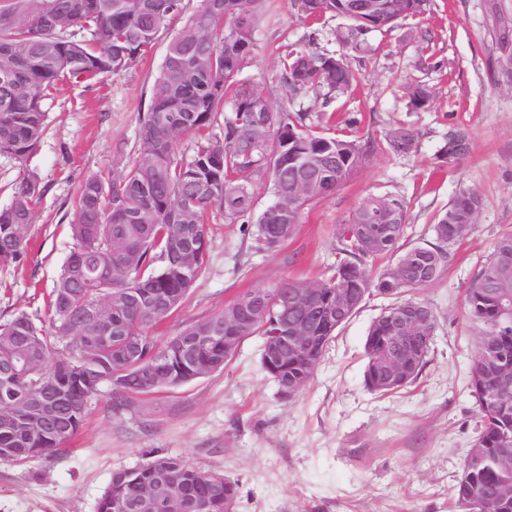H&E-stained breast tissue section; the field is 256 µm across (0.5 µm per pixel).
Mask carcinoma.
Here are the masks:
<instances>
[{
	"label": "carcinoma",
	"instance_id": "1",
	"mask_svg": "<svg viewBox=\"0 0 512 512\" xmlns=\"http://www.w3.org/2000/svg\"><path fill=\"white\" fill-rule=\"evenodd\" d=\"M266 0H206L168 43L154 79L147 112L140 117L137 146L118 178L95 175L79 186L71 205L74 248L50 294L48 323L38 325L19 313L0 325V461L47 459L72 440L84 422L87 398L107 383L120 402L134 394L176 388L224 370V313L189 323L163 341L150 330L183 303L208 263L210 229L204 213L217 206L230 222L251 225L255 248L274 251L293 238L304 207L345 184L374 149L371 141L328 132L326 113L276 108L268 96L241 79L255 46ZM367 22L350 14L352 0H291L303 18L348 22L336 39L356 52L367 50L365 35L405 19H423L430 0H375ZM184 12V0H0V155L23 165L45 132L44 101L64 79L91 80L132 67ZM492 23L500 57L512 58V42L502 36L512 25L494 0ZM281 75L298 95L321 91L325 102L351 91L358 74L346 55L320 53L303 45L285 51ZM410 103L429 105L431 87L415 82ZM222 130L216 138L214 128ZM182 136L195 139L190 157L177 152ZM417 133L400 127L386 135V148L406 153ZM469 150L462 127L448 130L443 156L453 163ZM266 173L273 203L252 218L250 181ZM313 188H296L299 179ZM47 192L29 174L0 209V263L23 261L33 212ZM482 205L473 188H463L438 215L434 241L409 248L400 241L408 218L398 195H370L340 225L336 265L314 280H282L272 289L244 293L260 301L249 335L291 334L303 323L317 344L288 356L282 365L261 361L280 389L301 393L321 357L346 323L335 316L342 297L355 314L371 297L394 296L369 326L365 340L364 383L375 394H390L414 383L430 351L424 337L434 335L437 318L426 304L403 293L436 281ZM396 257L374 272L373 261ZM288 298V307H270L271 293ZM467 315L481 329L478 354L468 372V390L481 417V448L465 459L468 482L456 485V500L481 499L474 512H512V466L501 463L504 442L512 444V386L501 389L502 373L512 376V232L498 237L466 292ZM406 313L429 326L414 332L416 351L400 386L386 383V337L395 317ZM194 336L211 340L187 363L181 343ZM139 346V364L128 367L126 339ZM69 339L76 355L57 354ZM174 478L171 508L192 512L207 500L210 512L237 504L238 483L207 473L178 456H154L145 464L111 477L97 512H115L117 499H134L145 486Z\"/></svg>",
	"mask_w": 512,
	"mask_h": 512
}]
</instances>
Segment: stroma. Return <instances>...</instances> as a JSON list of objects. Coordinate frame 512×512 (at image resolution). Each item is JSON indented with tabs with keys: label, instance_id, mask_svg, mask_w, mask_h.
Listing matches in <instances>:
<instances>
[{
	"label": "stroma",
	"instance_id": "obj_1",
	"mask_svg": "<svg viewBox=\"0 0 512 512\" xmlns=\"http://www.w3.org/2000/svg\"><path fill=\"white\" fill-rule=\"evenodd\" d=\"M201 5L185 0L183 15L126 71L63 81L44 102L47 128L27 166L0 155V208L27 172L49 187L34 212L26 257L0 265V324L21 312L47 320L46 297L73 248L70 201L89 176L124 171L170 37ZM488 10V0H430L425 22L369 33V52L351 53L360 77L353 94L328 104L311 93L298 97L307 111L336 112L339 130L355 117L360 136L380 143L407 127L418 132V144L407 154L376 149L349 182L307 206L298 233L273 252L257 251L241 224L209 209V263L154 330L164 339L244 292L321 277L336 261L337 226L369 195L407 199L404 241L412 245L430 239L434 217L471 187L482 197L474 223L451 248L441 277L410 293L438 319L418 379L384 396L364 384L367 331L389 303L377 296L338 330L304 391L290 400L279 397L261 368L259 335L246 339L223 371L178 388L134 395L117 407L111 387L102 386L66 450L27 463L0 461V512H96L115 471L158 454L237 481L236 512H461L453 490L481 430L465 385L480 336L466 316V290L497 238L512 231V85L492 71ZM344 24L332 17L312 25L290 0H269L243 78L280 105L288 97L279 61L284 46L311 35L320 50L340 54L334 33ZM427 40L436 65L421 70L415 62ZM413 80L436 91L424 108L409 103ZM454 126L468 132L470 149L448 163L438 154Z\"/></svg>",
	"mask_w": 512,
	"mask_h": 512
}]
</instances>
